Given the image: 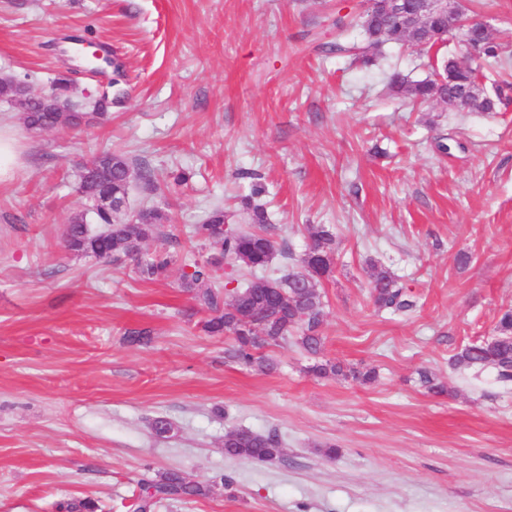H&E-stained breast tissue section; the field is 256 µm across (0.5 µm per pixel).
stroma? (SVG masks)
<instances>
[{
  "instance_id": "35a3bbf8",
  "label": "stroma",
  "mask_w": 512,
  "mask_h": 512,
  "mask_svg": "<svg viewBox=\"0 0 512 512\" xmlns=\"http://www.w3.org/2000/svg\"><path fill=\"white\" fill-rule=\"evenodd\" d=\"M512 67V0H463ZM360 0H0V76L78 103L110 76L71 41L93 42L126 74L107 123L28 131L0 100V130L21 144L0 183V512H132L142 480L166 471L209 486L155 512H512V385L452 365L512 307V105L488 115L421 107L388 77L427 76L401 43L356 58ZM344 51H337V44ZM106 150L154 170L132 179L129 210L164 203L174 262L141 280L133 263L65 250L87 206L80 167ZM188 169L187 184L172 172ZM249 228L263 206L278 245L259 275L297 269L309 228L336 236L321 300L324 345L263 349L260 371L206 335L179 286L202 258L194 224L214 204ZM471 262L459 268L457 256ZM411 289L408 312L377 309L372 265ZM144 332L131 342L132 332ZM372 383L311 373L316 359ZM445 387L430 392L420 371ZM178 433L157 438L156 417ZM277 435L282 459L224 453L227 432Z\"/></svg>"
}]
</instances>
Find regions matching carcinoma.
Here are the masks:
<instances>
[{
    "label": "carcinoma",
    "mask_w": 512,
    "mask_h": 512,
    "mask_svg": "<svg viewBox=\"0 0 512 512\" xmlns=\"http://www.w3.org/2000/svg\"><path fill=\"white\" fill-rule=\"evenodd\" d=\"M367 48L379 50L390 42L415 37L416 42L433 46V41L410 26V18L403 21L379 18L362 27ZM462 57L437 60L447 66L453 82L439 85L433 76L419 81H408L395 72L389 84L397 93L416 104L443 100L453 112L454 99L462 98L468 112H496L500 105L512 98V75L497 73L493 83L486 84L488 76L481 70V62L496 58L500 45L492 36L471 33L462 43ZM0 99L16 103L23 111V122L32 131H46L55 125L79 128L105 118L103 112H72L67 117L51 109L48 99L29 97L22 82L12 79L0 82ZM106 177V186L114 199L128 201L131 170L129 159L120 153L104 151L100 154ZM234 214L221 205L211 208L195 225L194 237L202 246L216 250L220 257L234 261L240 268L251 272L269 265L276 254L293 258L288 248H278L276 242L264 232L239 231L233 227ZM167 214L156 206L138 211L133 220L112 211L89 213L79 211L70 217L65 232L66 247L78 254L92 253L101 258L119 261L127 258L134 262L139 277L144 281H158L167 276L173 257L165 252H143L148 240L164 236ZM309 248L316 258L308 263L300 257L302 270L290 272L280 280L258 279L234 293L227 285L218 283L219 257L197 259L186 265L180 277V288L189 293L208 313L202 321V330L210 335L229 333L235 336V346L229 357L271 370L274 364L259 355L270 345L288 343L293 339L310 354H318L323 347L321 326L323 307L319 288L332 273L336 239L333 232L320 224L310 232ZM371 298L383 310L406 312L415 307V300L395 274L385 267H373L370 281ZM251 325L250 335L241 334L244 323ZM496 336L487 342L464 345L453 357L455 365L469 368H490L504 386L512 384V309L504 310L495 327ZM311 371L319 376L342 375L366 384L375 379V372L350 369L324 361L316 363ZM224 454L258 462L273 461L281 457L280 442L273 434L254 432L224 444ZM209 488L186 480L177 471H168L156 480L143 483L137 499L136 512H153L162 500H186L204 496Z\"/></svg>",
    "instance_id": "obj_1"
}]
</instances>
